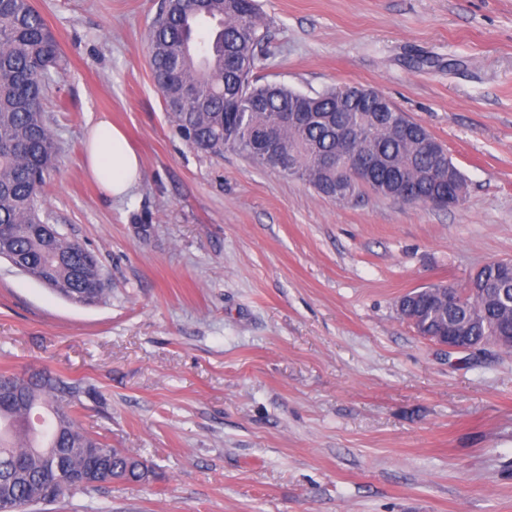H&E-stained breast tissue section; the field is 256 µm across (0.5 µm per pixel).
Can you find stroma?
I'll return each mask as SVG.
<instances>
[{
  "instance_id": "1",
  "label": "stroma",
  "mask_w": 512,
  "mask_h": 512,
  "mask_svg": "<svg viewBox=\"0 0 512 512\" xmlns=\"http://www.w3.org/2000/svg\"><path fill=\"white\" fill-rule=\"evenodd\" d=\"M256 2L262 81L379 92L443 144L463 199L337 202L193 150L149 67L164 0H31L65 61L44 211L109 297L73 304L0 259V371L92 385L84 429L153 466L47 512H512V349L444 351L396 307L512 260V0ZM101 116L142 159L121 201L85 172Z\"/></svg>"
}]
</instances>
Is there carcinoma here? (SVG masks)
<instances>
[{
    "instance_id": "1",
    "label": "carcinoma",
    "mask_w": 512,
    "mask_h": 512,
    "mask_svg": "<svg viewBox=\"0 0 512 512\" xmlns=\"http://www.w3.org/2000/svg\"><path fill=\"white\" fill-rule=\"evenodd\" d=\"M148 40L168 117L192 148L212 154L232 149L266 164L236 138L240 116L230 111L229 100L240 97L253 102L249 126L288 154L296 176L325 197L336 198V172L319 157L358 152L378 161L366 184L377 194L404 198L411 184L424 202L445 203L450 195L462 200L464 177L450 185L436 174L439 161L450 163L445 148L440 157L428 151L425 142L434 137L394 104L388 114L411 128L408 137H395L393 125L381 120L372 102L358 98L353 85L300 98L285 86L258 83L254 71L265 56L268 30L255 0H166ZM60 70L56 39L30 0H0V256L57 295L90 306L109 295L96 255L75 239L37 229L46 223L41 190L59 150L44 100ZM187 84L197 92L193 103L183 98ZM293 109L321 118L284 124L283 113ZM338 119L354 130L348 149L337 139ZM488 284L512 291V264L487 262L467 287L443 301L429 287L410 292L400 316L446 324L462 314L478 337L512 329V316L500 311L494 294L480 300L470 293ZM86 394L81 381L47 370L0 373V512H32L113 481H149L145 460L82 427L76 408Z\"/></svg>"
}]
</instances>
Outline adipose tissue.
Returning a JSON list of instances; mask_svg holds the SVG:
<instances>
[{
  "instance_id": "obj_1",
  "label": "adipose tissue",
  "mask_w": 512,
  "mask_h": 512,
  "mask_svg": "<svg viewBox=\"0 0 512 512\" xmlns=\"http://www.w3.org/2000/svg\"><path fill=\"white\" fill-rule=\"evenodd\" d=\"M86 171L111 197L128 195L141 181V159L125 133L107 120L93 124L86 143Z\"/></svg>"
}]
</instances>
